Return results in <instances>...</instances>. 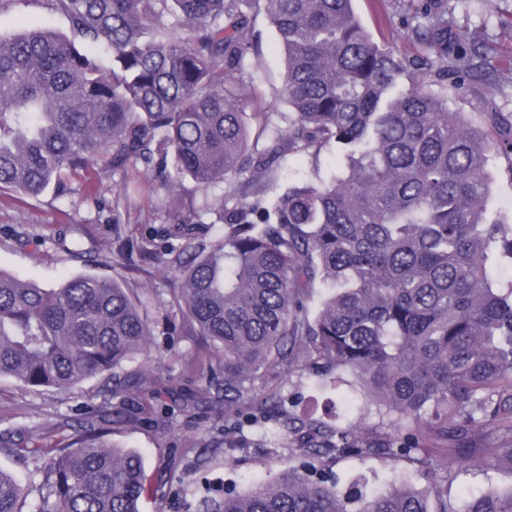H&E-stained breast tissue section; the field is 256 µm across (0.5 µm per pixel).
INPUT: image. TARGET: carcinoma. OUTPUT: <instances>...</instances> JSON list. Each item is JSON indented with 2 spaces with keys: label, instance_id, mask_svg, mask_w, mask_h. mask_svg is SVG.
Returning a JSON list of instances; mask_svg holds the SVG:
<instances>
[{
  "label": "carcinoma",
  "instance_id": "1",
  "mask_svg": "<svg viewBox=\"0 0 512 512\" xmlns=\"http://www.w3.org/2000/svg\"><path fill=\"white\" fill-rule=\"evenodd\" d=\"M52 2L70 34L0 36V188L64 196L72 179L112 167L124 172L118 198L150 190L167 245L139 251L178 273L182 322L215 345L206 371L224 420L262 430L266 453L290 461L276 481L207 497L201 512H512V489L448 500L451 474H433L422 447L512 431V283L491 278L512 260V224L487 211V155H512V124L488 112L487 128L472 127L425 86L460 90L474 58L491 64V48L452 24L453 0H408L411 59L372 39L353 0ZM260 15L286 58V130L272 112H249ZM403 77L411 87L400 92ZM252 119L264 136L255 148ZM328 147L342 161L329 177L268 194L279 159ZM185 178L202 197L182 195ZM224 182L231 190L210 196ZM212 213L224 234L207 241L194 219ZM318 288L328 294L312 317ZM149 336L143 302L116 281L43 288L0 271V377L32 391L112 383L37 471L36 507L0 469V512H140L141 456L107 437L110 399L129 397L118 369ZM299 365L352 374L393 415L390 429L272 415L282 398L255 382ZM143 384L158 428L196 407L183 394L171 408L164 396L176 388ZM472 453L484 470L512 467V444ZM369 455L418 464L429 486L371 493L313 478L340 457Z\"/></svg>",
  "mask_w": 512,
  "mask_h": 512
}]
</instances>
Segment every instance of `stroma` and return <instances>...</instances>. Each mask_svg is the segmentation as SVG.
Masks as SVG:
<instances>
[{
  "label": "stroma",
  "mask_w": 512,
  "mask_h": 512,
  "mask_svg": "<svg viewBox=\"0 0 512 512\" xmlns=\"http://www.w3.org/2000/svg\"><path fill=\"white\" fill-rule=\"evenodd\" d=\"M354 10L373 39L390 47L395 56L410 57L416 52L403 25L404 0H354ZM453 21L469 38L493 46L492 82L471 81L463 90L431 83L433 92L447 96L448 108L461 113L475 127H484L488 103H495L506 121H512V0H459ZM42 27L65 33L67 18L50 0H0V35L10 36L25 27ZM254 30L262 47L260 63L252 75L269 112H287L279 96L283 83L284 58L274 28L264 17H257ZM341 159L335 149L319 155L291 154L277 163L276 180L271 193L283 192L289 185L314 176H328L339 168ZM503 155L490 153L488 171L492 190L488 201L491 213L512 221V176L508 175ZM123 178L122 171L100 173L93 185L77 179L66 198L53 192L37 197L18 196L0 191V270L53 288L74 277L94 275L121 282L130 293L144 289L153 292L147 320L152 331L151 347L125 366L126 373L148 372L170 379L184 393L194 394L198 407L194 414L178 415L167 429L149 423L114 424L111 443L140 453L148 493L140 500V512H196L200 493L198 482L207 479L212 495L227 490L244 491L252 483L269 482L288 468L287 456H268L263 451L259 431L237 432L225 429L223 404L215 403L208 392L209 377L200 368L207 353L206 343L198 336H171L170 322L180 315L172 303L171 288L177 280L172 272L155 271L153 277L126 269L120 263L128 253L132 238H164V222H147L146 205L124 215L121 235H113L107 223L114 190ZM92 253V261L72 258V251ZM102 382L94 377L69 394L45 390L26 391L12 379L0 378V430H20L37 436L38 453L20 458L0 452V467L10 470L22 484H29L37 467L47 461L48 449L65 444L71 426L99 403ZM272 386L285 400L287 411L298 416H313L331 423L359 416L367 428L381 426L385 411L367 405L360 393L336 382L335 375L314 376L298 370L282 374ZM332 471L340 483L363 477L369 483L408 475L416 488L425 481L407 462L395 463L378 456L358 460H337ZM456 479L448 490L450 499L464 502L470 496L489 489L512 487V468L485 471L473 465L468 454H460L455 463Z\"/></svg>",
  "instance_id": "stroma-1"
}]
</instances>
